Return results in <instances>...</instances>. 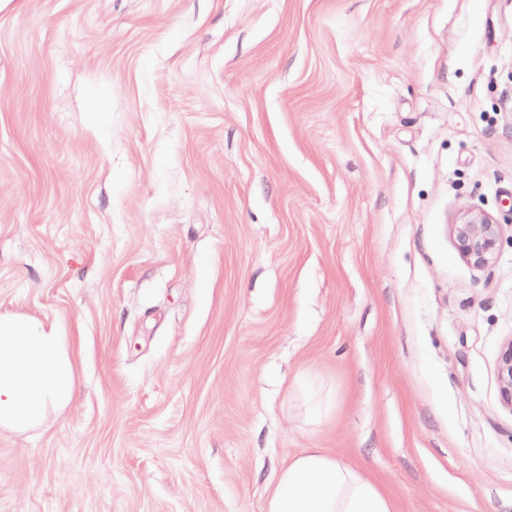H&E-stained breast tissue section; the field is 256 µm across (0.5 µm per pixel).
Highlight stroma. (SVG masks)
I'll return each mask as SVG.
<instances>
[{
  "label": "stroma",
  "instance_id": "stroma-1",
  "mask_svg": "<svg viewBox=\"0 0 512 512\" xmlns=\"http://www.w3.org/2000/svg\"><path fill=\"white\" fill-rule=\"evenodd\" d=\"M510 199L512 0H0V313L77 382L0 512H264L309 448L512 512ZM502 238V224L484 213H469L456 224V247L460 256L477 268L495 258ZM497 375L501 399L512 408V339L501 347Z\"/></svg>",
  "mask_w": 512,
  "mask_h": 512
}]
</instances>
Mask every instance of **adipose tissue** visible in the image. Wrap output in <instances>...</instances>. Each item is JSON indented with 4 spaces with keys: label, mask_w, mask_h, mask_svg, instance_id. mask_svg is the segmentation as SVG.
I'll use <instances>...</instances> for the list:
<instances>
[{
    "label": "adipose tissue",
    "mask_w": 512,
    "mask_h": 512,
    "mask_svg": "<svg viewBox=\"0 0 512 512\" xmlns=\"http://www.w3.org/2000/svg\"><path fill=\"white\" fill-rule=\"evenodd\" d=\"M76 392L70 337L0 315V427L27 431L47 408H65ZM264 512H395L392 499L357 469L320 448L281 469Z\"/></svg>",
    "instance_id": "adipose-tissue-1"
}]
</instances>
